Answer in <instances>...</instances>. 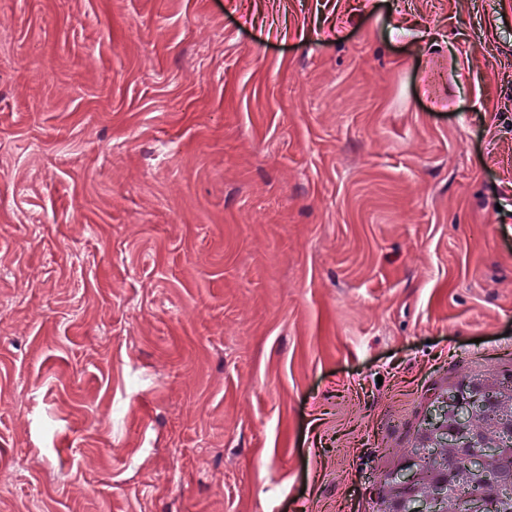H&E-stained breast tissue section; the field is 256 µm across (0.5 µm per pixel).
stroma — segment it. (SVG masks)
I'll use <instances>...</instances> for the list:
<instances>
[{
    "label": "stroma",
    "mask_w": 512,
    "mask_h": 512,
    "mask_svg": "<svg viewBox=\"0 0 512 512\" xmlns=\"http://www.w3.org/2000/svg\"><path fill=\"white\" fill-rule=\"evenodd\" d=\"M512 371V0H0V512H373Z\"/></svg>",
    "instance_id": "1"
}]
</instances>
